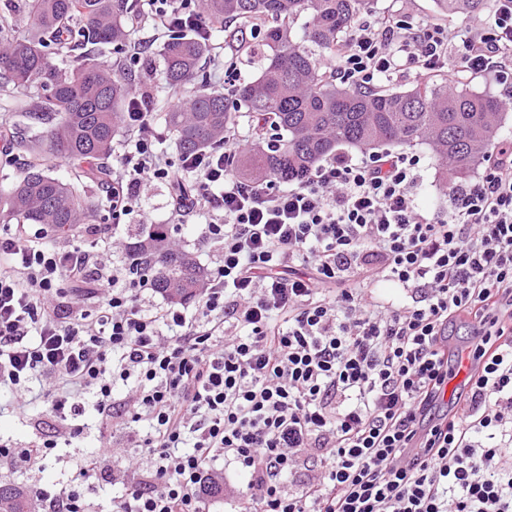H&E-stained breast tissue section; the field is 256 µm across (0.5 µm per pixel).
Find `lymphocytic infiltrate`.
I'll return each instance as SVG.
<instances>
[{"mask_svg": "<svg viewBox=\"0 0 512 512\" xmlns=\"http://www.w3.org/2000/svg\"><path fill=\"white\" fill-rule=\"evenodd\" d=\"M459 33L396 16L359 23L323 62L360 89L412 73L464 71L503 85L512 109V0ZM192 0H149L153 29L213 24ZM130 138L112 166V220L151 179L197 177L176 213L209 215L214 268L194 313L142 308L123 269L81 243L49 245L26 229L0 238V392L26 414L33 381L60 420L92 406L112 420L115 380L132 382L124 445L147 466L123 474L114 512H205L202 486L224 460L246 478L237 512H512V141L448 211L413 196L417 158L337 156L289 182H251L226 149L170 169L153 96L131 95ZM401 288L378 301V283ZM103 306L88 319L66 284ZM472 324L474 371L450 388L448 329ZM112 445L90 454L68 487L32 494L36 512H90L82 485Z\"/></svg>", "mask_w": 512, "mask_h": 512, "instance_id": "1", "label": "lymphocytic infiltrate"}]
</instances>
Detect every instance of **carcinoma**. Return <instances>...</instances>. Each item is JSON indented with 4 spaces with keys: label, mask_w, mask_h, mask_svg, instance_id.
Wrapping results in <instances>:
<instances>
[{
    "label": "carcinoma",
    "mask_w": 512,
    "mask_h": 512,
    "mask_svg": "<svg viewBox=\"0 0 512 512\" xmlns=\"http://www.w3.org/2000/svg\"><path fill=\"white\" fill-rule=\"evenodd\" d=\"M32 34L13 38L0 26V89L23 97L18 112L27 135L3 139L31 157L8 191L0 193V220L40 224L72 235L111 208L110 159L121 135L132 76L94 56L70 67L58 57L82 45L122 46L130 40L126 0H26ZM372 0H198L199 11L224 24V47L256 75L230 95L211 91L200 76L211 44L175 29L160 46L164 84L187 92L164 121L182 153L224 145L243 112L255 143L242 151L235 171L253 181L282 183L314 169L340 149L370 154L385 146L424 145L435 165L464 179L488 156L506 124L500 100L488 92L449 86L432 77L399 91L358 89L322 69V58L340 42ZM446 15L473 13L489 0H435ZM305 17L304 35L293 28ZM257 25L256 41L239 29ZM74 166L88 188L52 175L58 161ZM163 224L139 225L126 246L128 271L152 275L168 302L186 304L201 294L206 269L173 247ZM0 512H25L18 488L0 486Z\"/></svg>",
    "instance_id": "cac0c4a2"
}]
</instances>
